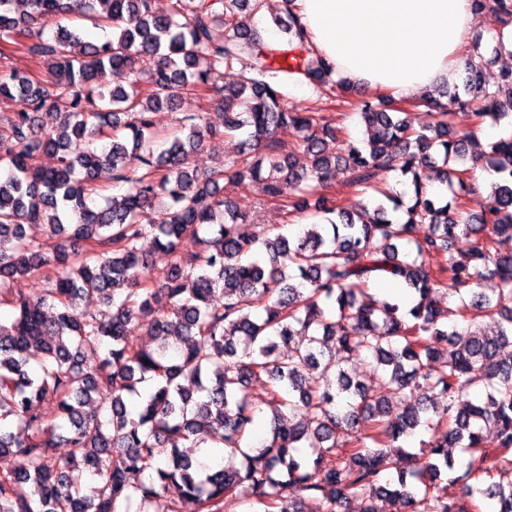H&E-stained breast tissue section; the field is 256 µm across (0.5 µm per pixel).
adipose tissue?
<instances>
[{"label":"adipose tissue","instance_id":"adipose-tissue-1","mask_svg":"<svg viewBox=\"0 0 512 512\" xmlns=\"http://www.w3.org/2000/svg\"><path fill=\"white\" fill-rule=\"evenodd\" d=\"M337 77L397 97L453 78L474 25L471 0H294Z\"/></svg>","mask_w":512,"mask_h":512}]
</instances>
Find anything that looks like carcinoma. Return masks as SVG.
I'll list each match as a JSON object with an SVG mask.
<instances>
[{
    "label": "carcinoma",
    "instance_id": "1",
    "mask_svg": "<svg viewBox=\"0 0 512 512\" xmlns=\"http://www.w3.org/2000/svg\"><path fill=\"white\" fill-rule=\"evenodd\" d=\"M17 2L0 0V43L23 46L41 75L0 63V98L15 103L0 121V303L13 308L0 317V456L17 460L0 472V512H221L226 499L250 512H343L353 500L357 512H379L378 500L389 512H512V137L473 155L493 177L483 195L471 168L458 167L473 130L447 120L462 112L476 126H512V68L488 82L475 43L463 91L426 95L416 114L366 102L364 145L328 155L324 138L336 129L284 100L285 86L319 88L333 74L292 0L281 27L287 50L240 19L259 0H169L165 11L154 0H23L22 13ZM472 4L475 16L490 11L512 25V0ZM51 21L57 30L45 38ZM86 22L112 37L84 39ZM244 57L250 67L226 83ZM116 71L128 87L106 85ZM186 91L220 95L222 128L184 112L154 152L155 114L176 111ZM288 132L311 156L309 169H297L277 138ZM216 136L265 152L200 175L191 155ZM43 155L54 164L36 165ZM381 171L410 181V203L373 185ZM105 172L126 189L96 207ZM343 172L378 193L373 206L351 213L321 195L315 209L327 223L296 237L247 222L220 187L260 182L305 210ZM160 197L170 204L157 218ZM33 224L46 241L28 235ZM147 240L172 257L159 285ZM40 273L49 287L32 296L25 281ZM378 278L405 282L417 303L404 315L369 294ZM442 291L458 298L463 326L443 322ZM90 294L112 316L79 311ZM146 311L153 346L129 339ZM484 318L495 332L480 330ZM362 354L388 395L348 373ZM254 381L267 385L274 423L259 446L247 445ZM45 402L51 419L39 413ZM423 427L441 437L421 469L385 478V449ZM486 432L497 453L482 468L490 482L477 499L457 496L473 463L457 473L453 449L485 461ZM203 444L224 449V466L193 457ZM305 446L310 456L294 454ZM60 447L69 456L58 457ZM84 472L104 477L89 494Z\"/></svg>",
    "mask_w": 512,
    "mask_h": 512
}]
</instances>
